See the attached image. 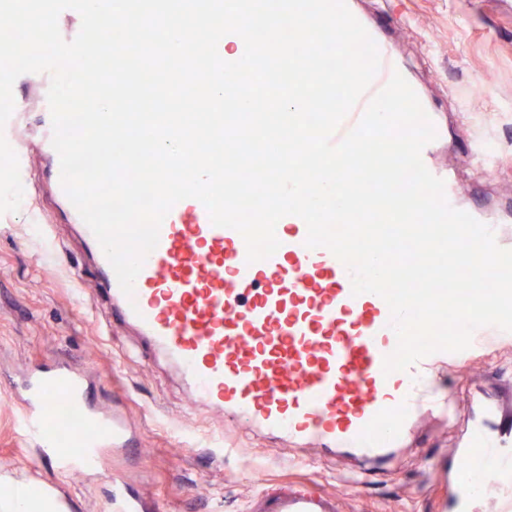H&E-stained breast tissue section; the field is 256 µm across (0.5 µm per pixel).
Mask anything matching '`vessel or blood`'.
I'll return each mask as SVG.
<instances>
[{"instance_id":"1","label":"vessel or blood","mask_w":512,"mask_h":512,"mask_svg":"<svg viewBox=\"0 0 512 512\" xmlns=\"http://www.w3.org/2000/svg\"><path fill=\"white\" fill-rule=\"evenodd\" d=\"M380 65L330 137L339 144L356 128L372 98L393 73L406 67L382 37H375ZM436 137L421 158L445 183L449 205L464 209L454 176L432 164L448 142L438 112L428 114ZM52 189L63 210L80 225L85 240L97 239L69 200L60 179ZM280 242L268 259L247 263L242 235L212 224L198 200L175 204L163 221L157 247L147 255L133 294H125L103 250L95 252L113 317L133 326L149 346L181 370L193 403L224 410L250 429L291 444L339 448L363 460H381L407 424L437 408L434 387L425 386L437 352L407 370L384 373L385 356L397 338L390 310L373 293L353 295L345 264L324 247L305 245L307 227L298 216L281 218ZM86 379L64 368L33 374L24 429L41 450L40 459L64 473L90 471L99 449L128 440L126 423L97 411L86 396ZM77 415L75 443L59 436L57 402ZM499 460V478L512 482V448L475 429L460 462ZM311 492L281 498L277 512H320Z\"/></svg>"}]
</instances>
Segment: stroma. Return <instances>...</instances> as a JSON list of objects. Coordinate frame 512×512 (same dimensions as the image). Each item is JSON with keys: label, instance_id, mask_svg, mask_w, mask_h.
Wrapping results in <instances>:
<instances>
[{"label": "stroma", "instance_id": "35a3bbf8", "mask_svg": "<svg viewBox=\"0 0 512 512\" xmlns=\"http://www.w3.org/2000/svg\"><path fill=\"white\" fill-rule=\"evenodd\" d=\"M387 30L392 45L452 134L435 155L456 175L465 202L487 209L512 200V10L501 0H352ZM0 185V476L52 488L65 512H114L120 489L142 512H270L300 486L334 497L335 512H452L455 450L471 427L512 437V342L483 337L486 355L436 367L455 416H422L390 466L317 446L301 461L276 438L223 411L193 407L176 367L130 328L112 321L95 288L90 253L66 224L42 154ZM60 364L85 373L88 399L125 415L132 447L108 448L92 473L59 474L18 419L28 372ZM496 404L500 414L483 413Z\"/></svg>", "mask_w": 512, "mask_h": 512}]
</instances>
